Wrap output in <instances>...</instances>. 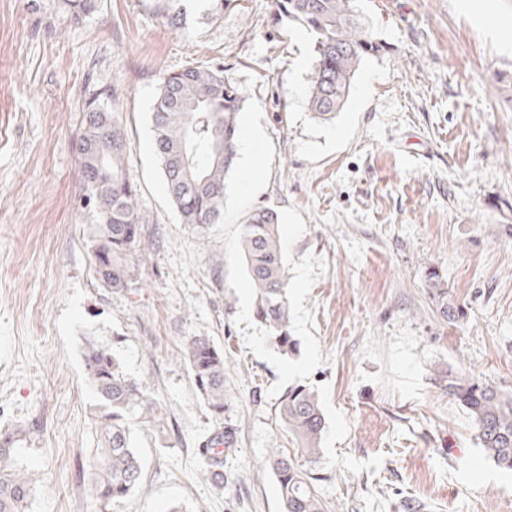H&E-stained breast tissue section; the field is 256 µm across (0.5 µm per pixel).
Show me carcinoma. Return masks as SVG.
Instances as JSON below:
<instances>
[{
  "mask_svg": "<svg viewBox=\"0 0 512 512\" xmlns=\"http://www.w3.org/2000/svg\"><path fill=\"white\" fill-rule=\"evenodd\" d=\"M360 0H275L280 16L313 34L315 63L308 80L313 118L330 122L345 105L361 62L384 49L362 20ZM104 93H92L84 107L78 154L84 199L99 213L93 234L95 272L108 288H124L133 280V254L142 244L137 194L124 168L125 134L118 113L106 108ZM243 95L224 70L195 66L168 72L150 113L153 150L169 198L185 224L203 228L219 222L228 174L238 147L236 136ZM242 238L247 270L256 288L255 317L270 331L271 344L290 356L298 342L288 329V274L283 257L279 216L270 207L247 218ZM440 317L450 323L466 318L461 305L440 287V274L428 273ZM194 384L207 412L218 424L198 449L207 476H224V449L234 444L235 428L223 424L228 406L224 389V350L206 336H189L183 344ZM87 378L94 391L91 406L94 447L88 449L89 483L98 512L127 497L139 485L140 459L131 421L162 423L155 402L122 369L110 349L88 341L83 348ZM434 381L466 410L478 444L488 459L512 471V390L463 371H442ZM279 416L300 456L309 463L321 458L325 417L318 394L305 386L288 388ZM19 427L0 434V512H27L39 476L19 466L17 444L31 433ZM265 465L274 474L283 512H325L317 495L316 470L273 443Z\"/></svg>",
  "mask_w": 512,
  "mask_h": 512,
  "instance_id": "cac0c4a2",
  "label": "carcinoma"
}]
</instances>
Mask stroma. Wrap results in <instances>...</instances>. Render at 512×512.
I'll use <instances>...</instances> for the list:
<instances>
[{
  "instance_id": "obj_1",
  "label": "stroma",
  "mask_w": 512,
  "mask_h": 512,
  "mask_svg": "<svg viewBox=\"0 0 512 512\" xmlns=\"http://www.w3.org/2000/svg\"><path fill=\"white\" fill-rule=\"evenodd\" d=\"M361 0L372 36L335 120L312 119V37L274 0H0V429L32 427L21 457L40 481L28 512H94L84 473L93 443L82 346L107 344L154 398L162 424L136 425L139 488L110 512H281L265 466L294 446L268 388L276 369L234 322L224 244L182 223L151 147L163 71L223 69L262 108L275 154L259 207L297 208L293 260L326 269L304 305L324 357L307 379L325 432L316 490L327 512H512V472L487 460L466 411L433 377L453 367L512 389V0ZM109 90L125 129L149 249L136 281L107 288L93 264L94 210L77 153L82 105ZM437 269L468 318L429 297ZM189 336L223 348L236 427L224 482L197 454L213 429L188 364Z\"/></svg>"
}]
</instances>
